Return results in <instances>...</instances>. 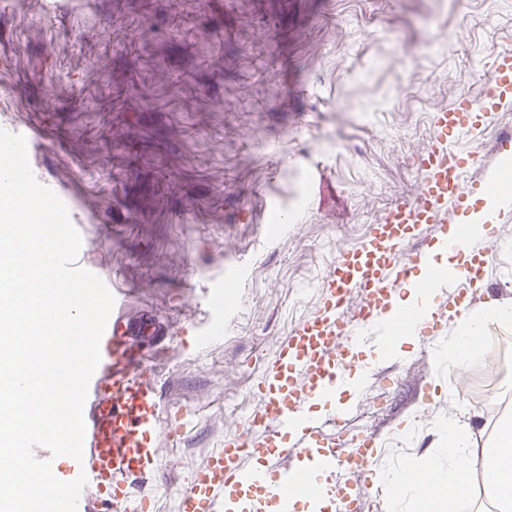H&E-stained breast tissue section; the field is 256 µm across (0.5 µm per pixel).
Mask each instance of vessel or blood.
Wrapping results in <instances>:
<instances>
[{
	"mask_svg": "<svg viewBox=\"0 0 512 512\" xmlns=\"http://www.w3.org/2000/svg\"><path fill=\"white\" fill-rule=\"evenodd\" d=\"M512 106V54L498 55L481 79L478 99H462L433 115L435 135L417 159L418 188L411 200L397 204L373 226L360 246L342 253L327 280L328 297L319 310L278 345V365L260 384L258 406L217 456L186 485L179 488L180 512H224L233 488L249 485L260 496L248 512H265L269 504L295 497L317 500L311 474L334 473L338 465L355 473L376 466L373 439L354 436L350 441L324 442L320 426L301 423L302 408L315 393L333 390L342 369L344 344L357 338L388 309L397 288L403 287L411 267L427 268L432 248H416L407 261L396 256L415 238L433 234L443 240L468 243L465 232L449 235L448 228L473 184L469 173L480 161L479 149L462 151L456 140L470 128V119L485 123ZM470 245L472 258L455 278L435 276L442 288L455 283L464 289L484 279L490 255L482 244ZM448 326V315L434 311L423 319L412 311L400 313L386 336L416 329L432 341ZM153 336L143 334L124 313L108 320L100 344L101 360L88 393L93 401L85 416L86 446L83 462L73 472H85L87 485L107 502H131V512H152L155 491L142 486L130 498L127 480L143 475L157 462L159 438L175 439L183 426V411L171 414L159 426L162 396L154 372L148 367ZM292 430L289 445L276 446L280 431ZM279 447L281 455L304 460L305 468L284 472L274 467H246L252 449Z\"/></svg>",
	"mask_w": 512,
	"mask_h": 512,
	"instance_id": "1",
	"label": "vessel or blood"
}]
</instances>
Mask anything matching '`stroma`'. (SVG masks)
I'll return each mask as SVG.
<instances>
[{
    "label": "stroma",
    "mask_w": 512,
    "mask_h": 512,
    "mask_svg": "<svg viewBox=\"0 0 512 512\" xmlns=\"http://www.w3.org/2000/svg\"><path fill=\"white\" fill-rule=\"evenodd\" d=\"M43 2L0 0L12 131L39 130L29 163L66 204L84 269L159 329L155 372L185 427L160 439L148 479L155 512H179L178 485L253 414L278 344L321 307L341 253L412 198L434 112L479 97L512 53V0ZM486 246L475 304L512 303V223ZM454 336L372 330L309 413L331 438L374 433L384 471L416 474L430 457L447 468L450 421L491 447L512 368L472 399L494 352L450 365Z\"/></svg>",
    "instance_id": "35a3bbf8"
}]
</instances>
